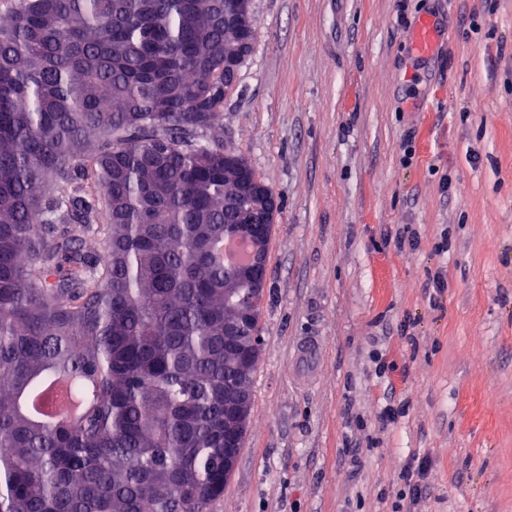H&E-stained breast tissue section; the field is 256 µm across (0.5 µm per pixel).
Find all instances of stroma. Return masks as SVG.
Instances as JSON below:
<instances>
[{"label": "stroma", "instance_id": "stroma-1", "mask_svg": "<svg viewBox=\"0 0 512 512\" xmlns=\"http://www.w3.org/2000/svg\"><path fill=\"white\" fill-rule=\"evenodd\" d=\"M252 17L222 133L278 210L217 512H391L413 456L432 462L417 512H512V0Z\"/></svg>", "mask_w": 512, "mask_h": 512}]
</instances>
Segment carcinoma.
<instances>
[{
    "instance_id": "cac0c4a2",
    "label": "carcinoma",
    "mask_w": 512,
    "mask_h": 512,
    "mask_svg": "<svg viewBox=\"0 0 512 512\" xmlns=\"http://www.w3.org/2000/svg\"><path fill=\"white\" fill-rule=\"evenodd\" d=\"M233 0H0V512H216ZM106 192H100V187ZM74 381L79 417L27 407Z\"/></svg>"
}]
</instances>
